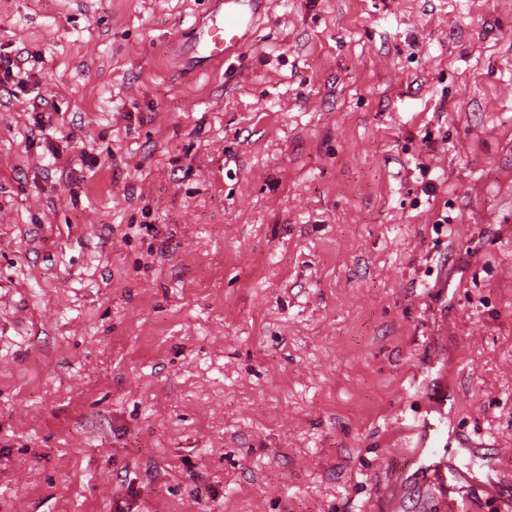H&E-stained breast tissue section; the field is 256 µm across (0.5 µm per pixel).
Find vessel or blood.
Here are the masks:
<instances>
[{
  "label": "vessel or blood",
  "mask_w": 512,
  "mask_h": 512,
  "mask_svg": "<svg viewBox=\"0 0 512 512\" xmlns=\"http://www.w3.org/2000/svg\"><path fill=\"white\" fill-rule=\"evenodd\" d=\"M187 40L177 42L174 60L182 67L207 70L240 55L253 41L264 16L270 15L277 0H206ZM433 484L448 498V512H469L470 502L458 501L456 486L448 482V463L431 466Z\"/></svg>",
  "instance_id": "vessel-or-blood-1"
}]
</instances>
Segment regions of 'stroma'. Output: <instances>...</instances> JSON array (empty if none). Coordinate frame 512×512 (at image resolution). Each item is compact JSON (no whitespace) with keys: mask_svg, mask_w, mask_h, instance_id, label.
<instances>
[{"mask_svg":"<svg viewBox=\"0 0 512 512\" xmlns=\"http://www.w3.org/2000/svg\"><path fill=\"white\" fill-rule=\"evenodd\" d=\"M201 10L0 0V512H439L387 450L443 405L505 512L512 11L280 0L178 69Z\"/></svg>","mask_w":512,"mask_h":512,"instance_id":"35a3bbf8","label":"stroma"}]
</instances>
